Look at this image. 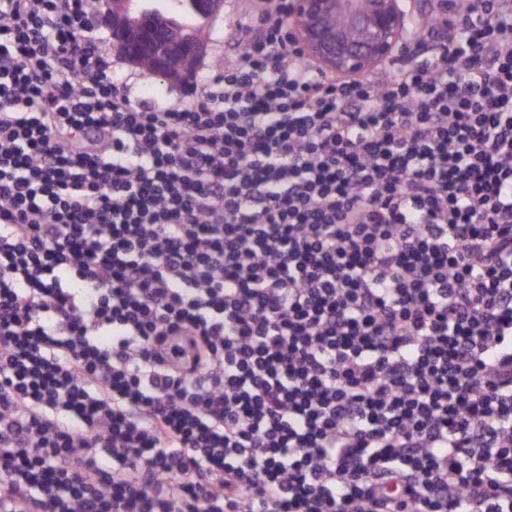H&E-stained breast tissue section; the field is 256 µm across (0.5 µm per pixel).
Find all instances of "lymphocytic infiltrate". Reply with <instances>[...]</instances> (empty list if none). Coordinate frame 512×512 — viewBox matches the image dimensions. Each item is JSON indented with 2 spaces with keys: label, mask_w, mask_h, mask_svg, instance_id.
<instances>
[{
  "label": "lymphocytic infiltrate",
  "mask_w": 512,
  "mask_h": 512,
  "mask_svg": "<svg viewBox=\"0 0 512 512\" xmlns=\"http://www.w3.org/2000/svg\"><path fill=\"white\" fill-rule=\"evenodd\" d=\"M292 4L181 104L0 0V512H512V0L350 81Z\"/></svg>",
  "instance_id": "1"
}]
</instances>
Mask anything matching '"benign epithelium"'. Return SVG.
<instances>
[{
	"label": "benign epithelium",
	"instance_id": "obj_1",
	"mask_svg": "<svg viewBox=\"0 0 512 512\" xmlns=\"http://www.w3.org/2000/svg\"><path fill=\"white\" fill-rule=\"evenodd\" d=\"M133 0H122L115 11L112 0H98L102 21L112 33L118 53L134 63L142 53L153 58L152 76L184 81L191 72L180 65L189 57L201 62V31L171 42L168 29L177 19L158 7L132 10ZM223 0H183L182 12L208 19ZM416 20V0H294L288 31L295 47L317 68L340 79L366 77L387 66L410 45Z\"/></svg>",
	"mask_w": 512,
	"mask_h": 512
}]
</instances>
